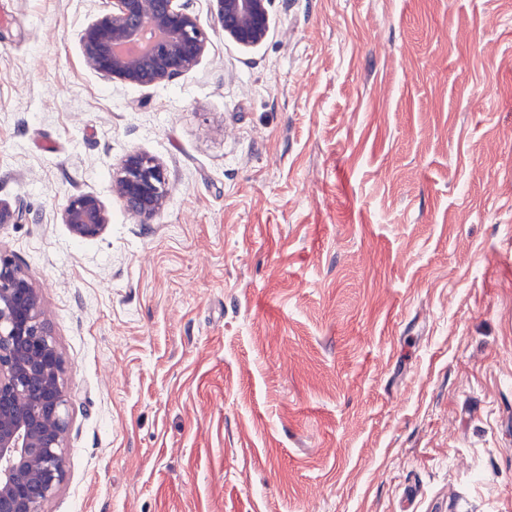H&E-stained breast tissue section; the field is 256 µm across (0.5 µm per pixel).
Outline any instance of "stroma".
Returning a JSON list of instances; mask_svg holds the SVG:
<instances>
[{"label": "stroma", "instance_id": "obj_1", "mask_svg": "<svg viewBox=\"0 0 512 512\" xmlns=\"http://www.w3.org/2000/svg\"><path fill=\"white\" fill-rule=\"evenodd\" d=\"M110 7L0 0V247L73 401L46 512H512V0H269L255 46L192 0L206 53L143 88L83 62ZM166 176L153 159L133 153L128 155L114 176V188L142 224L152 223L163 205ZM62 224H67L76 238L100 236L110 223L104 203L95 195L79 194L68 197L60 207Z\"/></svg>", "mask_w": 512, "mask_h": 512}]
</instances>
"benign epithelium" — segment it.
I'll return each mask as SVG.
<instances>
[{"label": "benign epithelium", "instance_id": "benign-epithelium-1", "mask_svg": "<svg viewBox=\"0 0 512 512\" xmlns=\"http://www.w3.org/2000/svg\"><path fill=\"white\" fill-rule=\"evenodd\" d=\"M215 27L244 46L269 29L268 0H210ZM208 35L189 0H112L84 27L82 57L112 81L151 86L173 81L204 55ZM166 176L153 159L128 155L114 188L142 224L163 205ZM61 223L73 236H100L110 223L95 195L68 197ZM26 211L0 202V224H21ZM72 405L65 362L41 306L39 289L15 256L0 248V512H45L65 478L64 449Z\"/></svg>", "mask_w": 512, "mask_h": 512}]
</instances>
